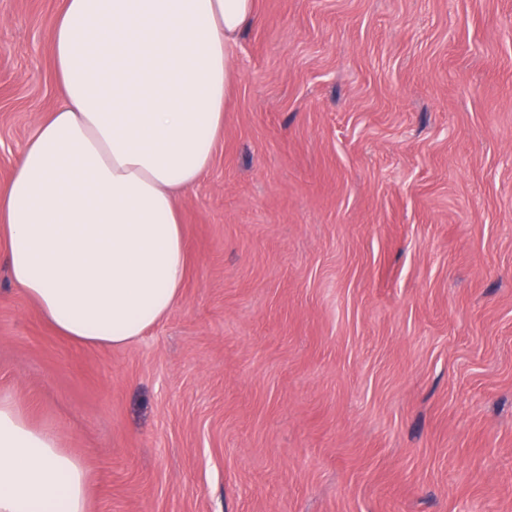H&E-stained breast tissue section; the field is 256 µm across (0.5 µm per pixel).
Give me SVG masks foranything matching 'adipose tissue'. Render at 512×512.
<instances>
[{"mask_svg":"<svg viewBox=\"0 0 512 512\" xmlns=\"http://www.w3.org/2000/svg\"><path fill=\"white\" fill-rule=\"evenodd\" d=\"M256 0H63V90L0 192L10 280L61 335L130 343L187 272L180 200L224 131L231 57ZM82 460L0 396V512H86Z\"/></svg>","mask_w":512,"mask_h":512,"instance_id":"obj_1","label":"adipose tissue"}]
</instances>
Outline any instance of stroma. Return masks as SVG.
<instances>
[{
	"instance_id": "35a3bbf8",
	"label": "stroma",
	"mask_w": 512,
	"mask_h": 512,
	"mask_svg": "<svg viewBox=\"0 0 512 512\" xmlns=\"http://www.w3.org/2000/svg\"><path fill=\"white\" fill-rule=\"evenodd\" d=\"M61 6L0 0V189ZM231 68L179 304L83 345L0 245V395L87 512H512V0H257Z\"/></svg>"
}]
</instances>
